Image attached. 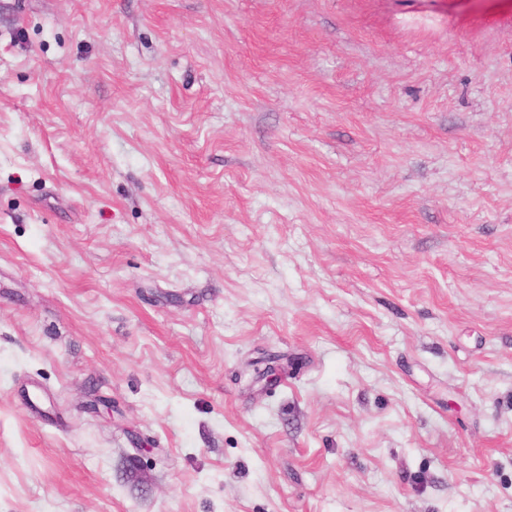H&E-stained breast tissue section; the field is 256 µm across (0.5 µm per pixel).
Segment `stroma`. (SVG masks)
I'll return each mask as SVG.
<instances>
[{
	"label": "stroma",
	"instance_id": "obj_1",
	"mask_svg": "<svg viewBox=\"0 0 512 512\" xmlns=\"http://www.w3.org/2000/svg\"><path fill=\"white\" fill-rule=\"evenodd\" d=\"M0 512H512V0H0Z\"/></svg>",
	"mask_w": 512,
	"mask_h": 512
}]
</instances>
